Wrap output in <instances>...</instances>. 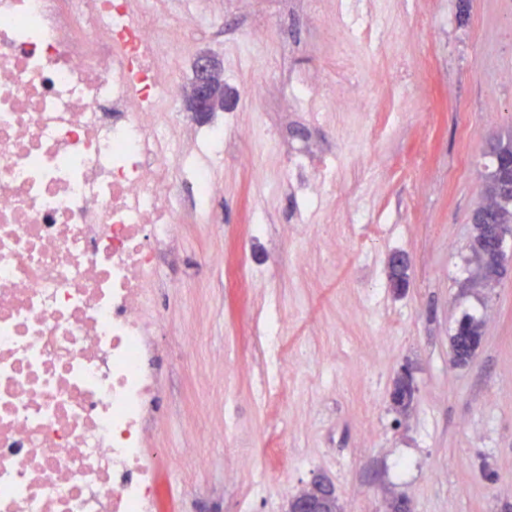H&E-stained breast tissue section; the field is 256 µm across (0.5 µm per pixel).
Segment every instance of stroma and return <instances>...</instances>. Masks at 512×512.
I'll use <instances>...</instances> for the list:
<instances>
[{"mask_svg":"<svg viewBox=\"0 0 512 512\" xmlns=\"http://www.w3.org/2000/svg\"><path fill=\"white\" fill-rule=\"evenodd\" d=\"M384 7L387 33L353 54L369 79L346 101L337 25L323 13L291 17L278 0H200L222 25L193 24L224 70L231 118L219 226L185 216L156 303L163 344L151 447L168 449L162 512H288L318 475L340 512H512V250L496 287L477 288L466 261L482 201L491 138L512 132V0H360ZM263 59L241 63L254 30ZM407 35L392 46L390 33ZM310 80L327 120L309 124L289 85ZM406 112H398L400 100ZM281 143L272 154L264 139ZM306 150L336 160L324 201L305 208L288 184ZM266 231L254 237V218ZM307 221L303 245L289 225ZM409 261L397 292L389 259ZM271 286L287 353L309 359L269 406L255 399L263 349L254 325ZM482 320L472 359L451 361L462 308ZM414 379L407 410L391 401L402 370Z\"/></svg>","mask_w":512,"mask_h":512,"instance_id":"stroma-1","label":"stroma"}]
</instances>
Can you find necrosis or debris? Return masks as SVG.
Wrapping results in <instances>:
<instances>
[{
	"instance_id": "obj_1",
	"label": "necrosis or debris",
	"mask_w": 512,
	"mask_h": 512,
	"mask_svg": "<svg viewBox=\"0 0 512 512\" xmlns=\"http://www.w3.org/2000/svg\"><path fill=\"white\" fill-rule=\"evenodd\" d=\"M182 3L0 0V512H161L153 288L185 208L214 221L193 156L226 131L180 109ZM276 307L261 399L296 372Z\"/></svg>"
}]
</instances>
